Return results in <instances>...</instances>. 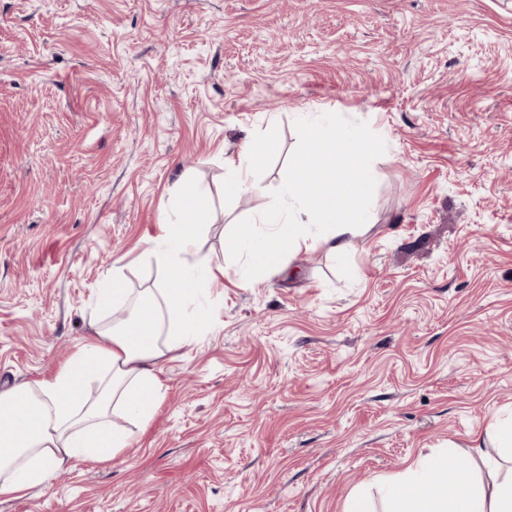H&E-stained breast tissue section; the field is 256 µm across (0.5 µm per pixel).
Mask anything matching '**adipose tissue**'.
<instances>
[{
    "label": "adipose tissue",
    "instance_id": "1",
    "mask_svg": "<svg viewBox=\"0 0 512 512\" xmlns=\"http://www.w3.org/2000/svg\"><path fill=\"white\" fill-rule=\"evenodd\" d=\"M305 136L322 142L324 151L293 160L286 195L297 203L298 218L274 206L261 217L266 232L246 225L230 237V248L253 270L281 264L315 235L332 252H343L361 231L365 160L375 142L320 125L307 127ZM178 198L181 217L163 225L153 253L168 286L133 294L122 265L113 263L100 303L125 311V318L108 328L90 318L93 338L81 342L54 377L0 393V497L47 486L53 472L89 460H112L131 438L113 425L114 410L149 422L164 396L159 361L165 351L210 329L202 300L216 273L199 257L196 242L211 212L192 188H181ZM386 495L390 512H512V467L474 476L453 467L444 453L390 480Z\"/></svg>",
    "mask_w": 512,
    "mask_h": 512
}]
</instances>
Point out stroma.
<instances>
[{
	"mask_svg": "<svg viewBox=\"0 0 512 512\" xmlns=\"http://www.w3.org/2000/svg\"><path fill=\"white\" fill-rule=\"evenodd\" d=\"M378 140L364 227L259 272L304 122ZM270 140L257 191L224 172ZM223 265L129 447L0 512H344L414 461L477 471L512 412V0H0V390L52 377L114 260L159 288L182 181ZM482 453H475V446Z\"/></svg>",
	"mask_w": 512,
	"mask_h": 512,
	"instance_id": "obj_1",
	"label": "stroma"
}]
</instances>
